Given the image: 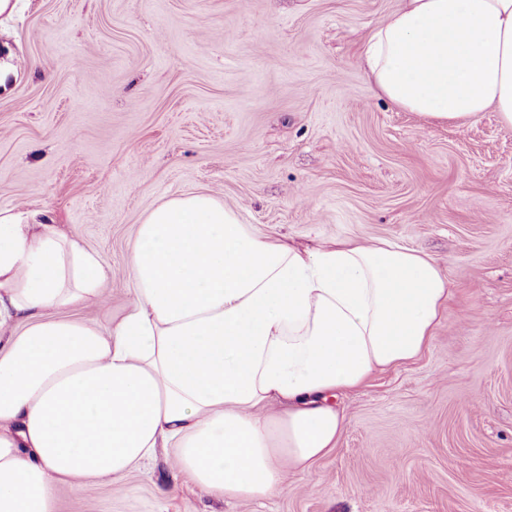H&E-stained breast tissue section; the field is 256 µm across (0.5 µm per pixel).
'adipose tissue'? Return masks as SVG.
<instances>
[{
	"mask_svg": "<svg viewBox=\"0 0 512 512\" xmlns=\"http://www.w3.org/2000/svg\"><path fill=\"white\" fill-rule=\"evenodd\" d=\"M396 108L512 127V0H403L368 39ZM132 307L110 333L56 312L99 302L100 255L44 213L0 211V512H54V489L174 451L227 501L310 471L347 421L334 399L417 358L448 309L428 255L356 240L299 249L208 193L140 223Z\"/></svg>",
	"mask_w": 512,
	"mask_h": 512,
	"instance_id": "1",
	"label": "adipose tissue"
}]
</instances>
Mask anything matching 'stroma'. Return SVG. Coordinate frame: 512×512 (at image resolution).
<instances>
[{"label":"stroma","instance_id":"stroma-1","mask_svg":"<svg viewBox=\"0 0 512 512\" xmlns=\"http://www.w3.org/2000/svg\"><path fill=\"white\" fill-rule=\"evenodd\" d=\"M401 0H20L0 46V209L47 213L97 250L110 331L161 201L205 192L261 235L429 255L452 288L415 360L337 398L347 427L275 497L232 504L158 450L58 487L56 512H512V128L433 123L376 93L366 37ZM20 75L19 65L15 56L0 48V94L9 95L12 83L17 82ZM13 80V82H12Z\"/></svg>","mask_w":512,"mask_h":512}]
</instances>
